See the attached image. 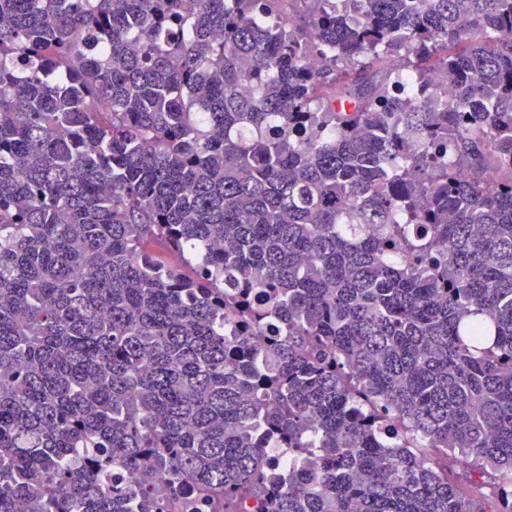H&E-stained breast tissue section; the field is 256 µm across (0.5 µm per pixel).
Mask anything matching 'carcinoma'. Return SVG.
Returning a JSON list of instances; mask_svg holds the SVG:
<instances>
[{
    "mask_svg": "<svg viewBox=\"0 0 512 512\" xmlns=\"http://www.w3.org/2000/svg\"><path fill=\"white\" fill-rule=\"evenodd\" d=\"M284 2L0 0V512H512V0Z\"/></svg>",
    "mask_w": 512,
    "mask_h": 512,
    "instance_id": "obj_1",
    "label": "carcinoma"
}]
</instances>
